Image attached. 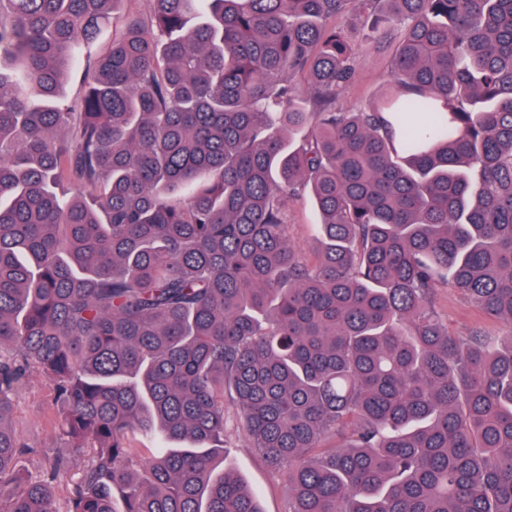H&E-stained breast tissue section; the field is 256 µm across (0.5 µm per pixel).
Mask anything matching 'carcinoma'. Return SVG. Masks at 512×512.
Segmentation results:
<instances>
[{
    "label": "carcinoma",
    "mask_w": 512,
    "mask_h": 512,
    "mask_svg": "<svg viewBox=\"0 0 512 512\" xmlns=\"http://www.w3.org/2000/svg\"><path fill=\"white\" fill-rule=\"evenodd\" d=\"M122 2L0 0V512H263L226 405L285 512H512V337L435 309L512 324V0H154L68 98ZM348 13L401 30L378 108L336 107ZM318 220V213L313 202L299 198L288 202V224H291V236L300 246H309L314 239L313 224ZM435 306L454 336H469L478 331L498 342H507L512 336V325L484 314L452 288L438 289ZM50 390L38 374L29 376L20 388L15 422L24 439L35 446L54 444L62 454L69 453V445L61 438L54 414L48 409ZM227 432L224 436L225 464L260 497L265 512H282L285 505L283 479L271 473L261 459L247 447L234 408H224Z\"/></svg>",
    "instance_id": "carcinoma-1"
}]
</instances>
